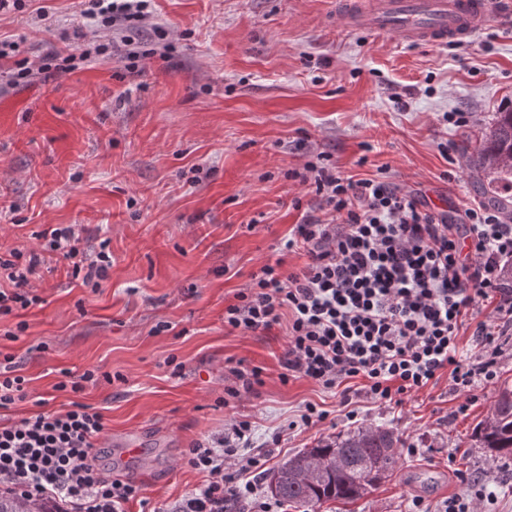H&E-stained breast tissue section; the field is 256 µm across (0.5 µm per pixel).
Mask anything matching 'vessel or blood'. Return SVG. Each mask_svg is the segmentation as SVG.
Wrapping results in <instances>:
<instances>
[{
    "label": "vessel or blood",
    "mask_w": 512,
    "mask_h": 512,
    "mask_svg": "<svg viewBox=\"0 0 512 512\" xmlns=\"http://www.w3.org/2000/svg\"><path fill=\"white\" fill-rule=\"evenodd\" d=\"M497 0H343L339 27L393 33L410 44L439 46L492 26Z\"/></svg>",
    "instance_id": "b4317fda"
}]
</instances>
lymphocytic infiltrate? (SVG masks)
<instances>
[{
    "instance_id": "obj_1",
    "label": "lymphocytic infiltrate",
    "mask_w": 512,
    "mask_h": 512,
    "mask_svg": "<svg viewBox=\"0 0 512 512\" xmlns=\"http://www.w3.org/2000/svg\"><path fill=\"white\" fill-rule=\"evenodd\" d=\"M152 0H81L80 14L117 31L151 18ZM319 199L317 211L281 241L276 258L253 274L246 291L224 309V324L244 335L282 326L281 364L288 377L306 378L332 392L363 379L364 393L389 407L403 406L449 370L455 391L474 394L497 376L512 344V224L496 208L469 209L461 222L429 208L385 176L352 179L335 165L306 162L301 176ZM82 225L49 227L38 250L0 252V315L39 303L35 282L42 254L62 253L83 285L100 287L112 266L107 242L83 246ZM305 256L284 272L285 255ZM493 301L484 312L485 301ZM471 328L481 350L472 357L459 332ZM255 426L231 419L224 432L189 448L187 462L206 479L176 512H224L228 502H260L261 457L251 454ZM102 415L75 402L64 412H39L0 423V493L48 505L52 512H126L141 494L135 482L96 465ZM465 494L439 505L416 497L412 512H492L495 491L461 475Z\"/></svg>"
}]
</instances>
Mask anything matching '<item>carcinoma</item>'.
I'll list each match as a JSON object with an SVG mask.
<instances>
[{
	"label": "carcinoma",
	"instance_id": "1",
	"mask_svg": "<svg viewBox=\"0 0 512 512\" xmlns=\"http://www.w3.org/2000/svg\"><path fill=\"white\" fill-rule=\"evenodd\" d=\"M468 165L480 193L493 205L512 203V108L494 113ZM474 447L512 459V389H502L473 431ZM398 437L382 426H361L288 457L265 475L270 493L283 503L315 508L328 501L361 498L395 468Z\"/></svg>",
	"mask_w": 512,
	"mask_h": 512
}]
</instances>
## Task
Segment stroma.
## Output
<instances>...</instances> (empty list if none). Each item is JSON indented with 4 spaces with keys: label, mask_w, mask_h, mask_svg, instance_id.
Listing matches in <instances>:
<instances>
[{
    "label": "stroma",
    "mask_w": 512,
    "mask_h": 512,
    "mask_svg": "<svg viewBox=\"0 0 512 512\" xmlns=\"http://www.w3.org/2000/svg\"><path fill=\"white\" fill-rule=\"evenodd\" d=\"M155 8L172 49L132 71L120 34L80 18L78 0L0 11V39L16 43L0 62V248L34 249L45 225L81 224L86 248L105 239L112 253L96 290L46 256L41 304L20 319L0 316V358H14L28 392L0 418L74 402L99 411L100 467L143 489L128 512H173L204 481L187 448L236 415L254 421L253 447L272 446L268 470L358 425L394 430L399 462L389 476L357 501L317 512H410L418 496L436 505L463 492L461 472L496 490V512H512V463L469 445L499 391L512 388V350L466 413L443 376L399 409L358 394L351 421L339 396L282 379L284 329L244 336L224 324L225 307L314 206L295 173L318 153L355 179L389 169L453 216L482 206L463 147L512 105V22L498 19L456 47L412 46L394 34L342 31L336 0H155ZM98 43L111 52L79 69L12 81L15 62ZM448 112L472 118L457 127L444 121ZM20 320L26 330L10 339ZM162 321L169 330L156 332ZM232 362L259 368L264 383L226 407ZM87 369L97 382L61 390L67 373ZM309 403L326 419L296 427ZM129 438L137 455L123 447Z\"/></svg>",
    "instance_id": "35a3bbf8"
}]
</instances>
